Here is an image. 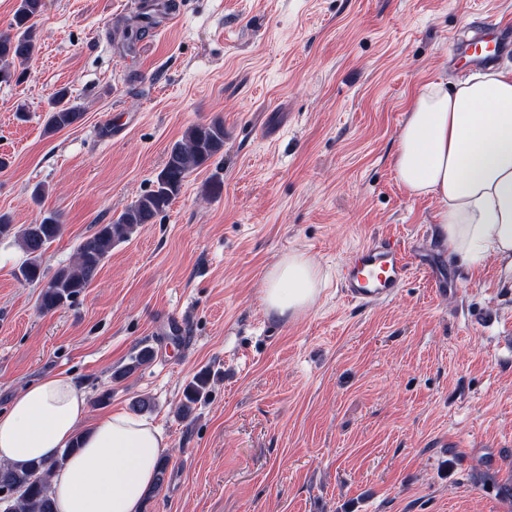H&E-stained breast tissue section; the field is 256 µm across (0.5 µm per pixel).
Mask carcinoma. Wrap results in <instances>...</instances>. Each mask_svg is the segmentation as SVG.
<instances>
[{
    "instance_id": "1",
    "label": "carcinoma",
    "mask_w": 512,
    "mask_h": 512,
    "mask_svg": "<svg viewBox=\"0 0 512 512\" xmlns=\"http://www.w3.org/2000/svg\"><path fill=\"white\" fill-rule=\"evenodd\" d=\"M43 0H19L13 15L11 33H0V82L8 83L24 74L22 66L35 51L32 20L40 16ZM153 25L151 14H137L126 20L121 49L129 52L146 28ZM82 120V112L70 103L68 92L59 90L51 103L46 130L56 132ZM224 149V122L213 119L207 123L189 126L180 140L172 144L167 161L158 172L154 188L141 195L109 224L101 225L85 238L77 248L75 262L59 269L46 282L40 294L42 310L51 312L77 297L91 283L99 267L112 248L125 242L144 224L166 210L179 195L187 178ZM62 224L53 212L17 229L6 214H0V236L17 238L28 255L19 274L28 283L43 281L40 258L46 246L60 237ZM153 360V351L143 347L130 363L115 371L113 378L122 379ZM210 373L206 370L194 375L185 386L179 414L188 417L195 405L207 394ZM81 448V437L53 458L38 459L23 468L0 464V494L11 496L5 505L10 512H55L51 497L50 478L55 469Z\"/></svg>"
}]
</instances>
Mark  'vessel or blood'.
<instances>
[{
  "instance_id": "vessel-or-blood-1",
  "label": "vessel or blood",
  "mask_w": 512,
  "mask_h": 512,
  "mask_svg": "<svg viewBox=\"0 0 512 512\" xmlns=\"http://www.w3.org/2000/svg\"><path fill=\"white\" fill-rule=\"evenodd\" d=\"M406 248L400 241L379 238L354 249L340 270L344 296L369 306L393 298L408 273Z\"/></svg>"
}]
</instances>
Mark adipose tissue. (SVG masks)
<instances>
[{
    "label": "adipose tissue",
    "mask_w": 512,
    "mask_h": 512,
    "mask_svg": "<svg viewBox=\"0 0 512 512\" xmlns=\"http://www.w3.org/2000/svg\"><path fill=\"white\" fill-rule=\"evenodd\" d=\"M413 196H434L438 241L461 260L493 258L512 277V68L434 81L413 98L394 160ZM322 286L314 259L291 252L266 274L268 313L296 318ZM88 400L66 374L23 387L0 412V463L23 467L83 445L51 476L56 512H142L169 446L146 418L111 411L88 420Z\"/></svg>",
    "instance_id": "ef3b65f1"
}]
</instances>
